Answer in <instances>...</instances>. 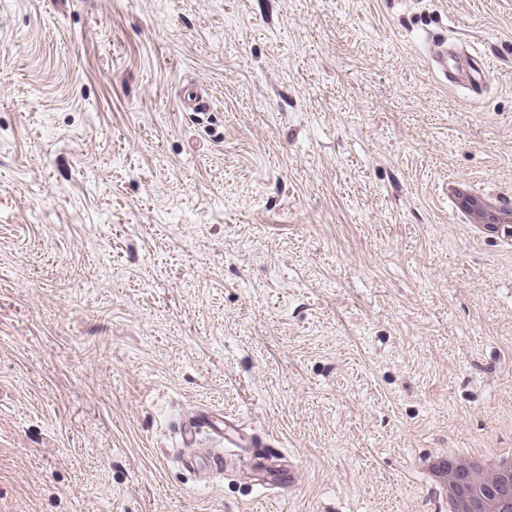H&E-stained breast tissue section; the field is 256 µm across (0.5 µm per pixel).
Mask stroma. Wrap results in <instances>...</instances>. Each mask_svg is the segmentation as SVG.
I'll return each mask as SVG.
<instances>
[{
    "instance_id": "1",
    "label": "stroma",
    "mask_w": 512,
    "mask_h": 512,
    "mask_svg": "<svg viewBox=\"0 0 512 512\" xmlns=\"http://www.w3.org/2000/svg\"><path fill=\"white\" fill-rule=\"evenodd\" d=\"M451 177L512 192V0H0V512H435L429 456L512 448ZM203 408L290 480L188 472Z\"/></svg>"
}]
</instances>
